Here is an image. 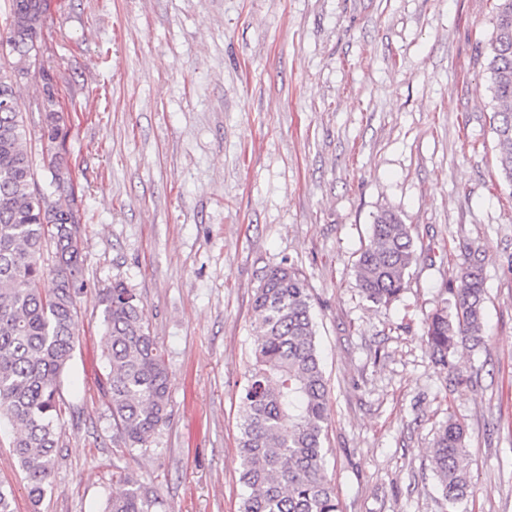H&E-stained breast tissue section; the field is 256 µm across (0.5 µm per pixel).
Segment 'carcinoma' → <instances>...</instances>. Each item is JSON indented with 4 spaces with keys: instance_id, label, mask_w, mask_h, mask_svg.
Masks as SVG:
<instances>
[{
    "instance_id": "1",
    "label": "carcinoma",
    "mask_w": 512,
    "mask_h": 512,
    "mask_svg": "<svg viewBox=\"0 0 512 512\" xmlns=\"http://www.w3.org/2000/svg\"><path fill=\"white\" fill-rule=\"evenodd\" d=\"M46 0H9L0 24V422L15 430L12 448L28 495L43 500L55 464L61 379L75 348V299L81 273L79 199L67 165L60 89L39 68ZM490 73L493 130L502 177L512 185V0H498L495 31L483 52ZM39 70L42 137L50 180H36L19 81ZM52 241L55 267L39 259ZM416 258L408 225L384 210L374 217L356 261L365 299L389 305L405 289ZM448 306L428 315L425 336L434 365L454 373L460 346L485 343L481 259L458 267ZM104 393L117 442L142 448L165 417L168 368L150 335L144 305L122 283L104 297ZM252 310L259 338L241 396L240 483L250 490L241 512H338L325 472L327 386L316 342L309 289L293 266L269 270ZM432 468L443 499L454 507L474 494L467 432L450 420L434 441ZM154 492L131 476L116 481L103 512H156Z\"/></svg>"
}]
</instances>
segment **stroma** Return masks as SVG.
Listing matches in <instances>:
<instances>
[{
  "label": "stroma",
  "mask_w": 512,
  "mask_h": 512,
  "mask_svg": "<svg viewBox=\"0 0 512 512\" xmlns=\"http://www.w3.org/2000/svg\"><path fill=\"white\" fill-rule=\"evenodd\" d=\"M47 3L41 66L62 79L84 264L39 506L0 428L15 512H102L125 474L157 512H239L252 301L283 264L311 295L339 512H448L431 455L451 418L468 433L467 512H512V186L482 55L496 0ZM384 209L410 226L416 260L399 300L377 306L355 261ZM471 251L486 343L459 348L457 386L424 320ZM116 281L143 301L169 372L142 450L115 441L103 391Z\"/></svg>",
  "instance_id": "stroma-1"
}]
</instances>
